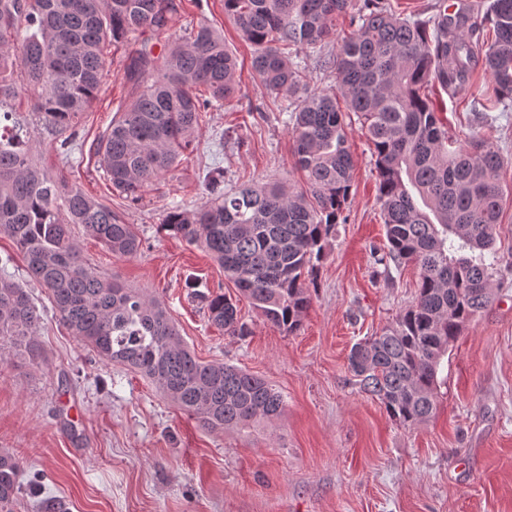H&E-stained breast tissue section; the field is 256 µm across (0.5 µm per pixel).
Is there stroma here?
<instances>
[{"label": "stroma", "instance_id": "stroma-1", "mask_svg": "<svg viewBox=\"0 0 512 512\" xmlns=\"http://www.w3.org/2000/svg\"><path fill=\"white\" fill-rule=\"evenodd\" d=\"M175 2L156 52L181 40L189 21H204L238 60V92L202 113L180 164L134 202L113 192L92 150L127 95L124 53L106 51L102 90L81 118L74 175L136 225L143 248L126 259L86 237L80 246L101 272L160 298L200 360L241 367L274 385L283 412L242 430L200 427L140 376L81 345L29 278L14 243L0 235L8 277L27 288L42 315L40 360L0 351V451L18 457L24 480L41 481L68 512H512V105L485 110L492 82L480 62L464 92L435 86L428 95L449 136L491 138L504 157L501 265L491 304L441 361L435 416L407 428L348 370L351 347L392 322L418 282L414 266L374 261L372 250L386 236L373 146L357 117L347 120L353 169L346 221L319 265L300 330L281 333L243 298L251 333L228 336L192 297L193 282L214 294L235 288L200 248L161 230L170 202H204L206 168L216 162L230 187L243 180L293 187L300 173L291 129L254 74L253 49L225 15L224 0ZM15 118L43 164L60 168L30 107H18Z\"/></svg>", "mask_w": 512, "mask_h": 512}]
</instances>
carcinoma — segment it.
<instances>
[{"label": "carcinoma", "mask_w": 512, "mask_h": 512, "mask_svg": "<svg viewBox=\"0 0 512 512\" xmlns=\"http://www.w3.org/2000/svg\"><path fill=\"white\" fill-rule=\"evenodd\" d=\"M352 0H224L252 46V69L289 114L303 187L278 183L224 187V169L207 175V201L172 205L161 229L206 248L239 295L272 327L298 332L317 287L316 270L336 225L345 223L352 160L339 102L358 114L373 145L386 251L376 263H414V301L375 336L354 344L349 371L403 426L437 409L441 359L493 300L494 249L504 188L497 145L448 137L423 93L437 83L464 88L475 63L466 19L408 16L393 0H365L361 24L324 67L336 84L312 90L293 55L321 50ZM175 0H0V126L21 94L73 164L78 119L104 77V49L125 52L128 100L99 137L96 155L121 195L138 201L181 161L200 113L237 93V59L224 36L189 23L181 41L155 54L144 35L163 33ZM494 41L484 53L490 104L512 100V0H491ZM116 257L142 250L138 228L42 166L20 133L0 132V234L12 239L62 324L100 358L131 370L203 427L244 429L271 421L282 395L234 365L203 362L181 338L166 306L83 256L74 228ZM208 320L248 336L237 301L201 296ZM40 314L28 293L0 277V345L40 357ZM22 465L0 452V512H14Z\"/></svg>", "instance_id": "obj_1"}]
</instances>
